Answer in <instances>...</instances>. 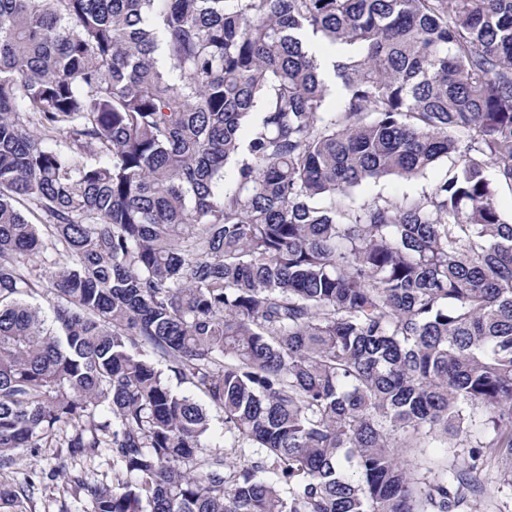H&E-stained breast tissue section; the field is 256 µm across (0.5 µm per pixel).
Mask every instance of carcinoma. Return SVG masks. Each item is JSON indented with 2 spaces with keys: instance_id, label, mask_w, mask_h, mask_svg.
I'll list each match as a JSON object with an SVG mask.
<instances>
[{
  "instance_id": "obj_1",
  "label": "carcinoma",
  "mask_w": 512,
  "mask_h": 512,
  "mask_svg": "<svg viewBox=\"0 0 512 512\" xmlns=\"http://www.w3.org/2000/svg\"><path fill=\"white\" fill-rule=\"evenodd\" d=\"M310 35L352 47L334 111ZM501 188L512 0H0V469L109 448L60 467L90 512H468L512 486ZM450 166V160H443L434 168L416 178L389 177L379 181H366L355 188L345 198V202L357 206L377 198L401 199L402 197L422 195L425 192H429L446 175Z\"/></svg>"
}]
</instances>
